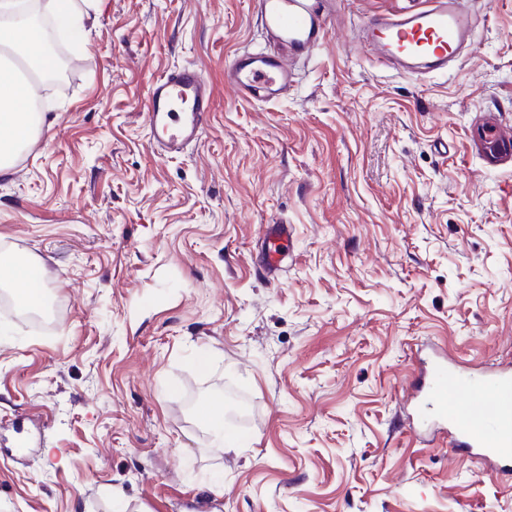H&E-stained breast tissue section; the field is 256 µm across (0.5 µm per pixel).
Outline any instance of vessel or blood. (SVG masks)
<instances>
[{"mask_svg": "<svg viewBox=\"0 0 512 512\" xmlns=\"http://www.w3.org/2000/svg\"><path fill=\"white\" fill-rule=\"evenodd\" d=\"M336 0H257L269 49L247 51L224 66V85L239 99L278 98L294 83V58L320 47ZM472 22L459 0H431L429 8L367 20L363 43L377 63L410 69L458 55ZM213 107V90L195 66L169 69L150 84L145 112L152 146L178 154L195 141ZM413 430L440 433L457 454L512 475V367L472 373L455 368L448 354L421 365L411 387Z\"/></svg>", "mask_w": 512, "mask_h": 512, "instance_id": "b4317fda", "label": "vessel or blood"}]
</instances>
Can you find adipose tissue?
Returning <instances> with one entry per match:
<instances>
[{"instance_id": "obj_1", "label": "adipose tissue", "mask_w": 512, "mask_h": 512, "mask_svg": "<svg viewBox=\"0 0 512 512\" xmlns=\"http://www.w3.org/2000/svg\"><path fill=\"white\" fill-rule=\"evenodd\" d=\"M14 0H0V13L10 23L0 24V50L23 53L25 60L45 69L48 59L43 51L38 28L24 18H15ZM30 82L19 78L14 66L0 62V176L7 175L17 155L34 141L41 119L30 108Z\"/></svg>"}]
</instances>
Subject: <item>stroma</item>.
Here are the masks:
<instances>
[{"mask_svg":"<svg viewBox=\"0 0 512 512\" xmlns=\"http://www.w3.org/2000/svg\"><path fill=\"white\" fill-rule=\"evenodd\" d=\"M464 2L470 49L416 75L355 29L425 0H336L268 103L224 88L267 44L251 0H95L82 37L54 32L63 78L0 177V254L39 263L59 309L0 303V512H512V483L405 402L433 352L512 364V155L475 137L512 129V0ZM189 65L213 108L161 155L147 90ZM477 140L482 149L490 155H497L503 152L504 149L510 148V144L507 145L506 142L503 143L499 139V135L497 134L495 127L491 125H486L483 128L478 129Z\"/></svg>","mask_w":512,"mask_h":512,"instance_id":"stroma-1","label":"stroma"}]
</instances>
